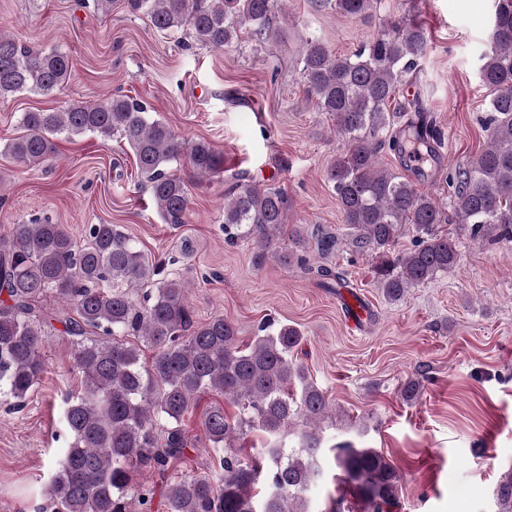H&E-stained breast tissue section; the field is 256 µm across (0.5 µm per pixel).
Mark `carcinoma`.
<instances>
[{
    "label": "carcinoma",
    "instance_id": "obj_1",
    "mask_svg": "<svg viewBox=\"0 0 512 512\" xmlns=\"http://www.w3.org/2000/svg\"><path fill=\"white\" fill-rule=\"evenodd\" d=\"M118 1L155 30L186 31L211 49L230 46L245 33L269 39L278 6V0H94V8L107 13ZM376 2L326 0L337 13L360 19L371 15ZM427 48V30L406 17L391 20L352 54L307 38L301 77L317 110L346 141L327 173L346 237L287 227L288 195L256 184L224 193L225 236L252 240L255 263L274 258L316 273L329 288L342 284L341 274L310 265L308 238L321 257L343 245L371 254L378 287L392 302L457 265V241L437 225L512 241V0H499L491 45L478 67L490 96L489 141L473 159L448 169L446 211L433 195L378 166L384 149L401 158L438 140L433 126L389 111L402 78L416 71ZM69 76L66 53L23 45L0 32V100L24 91L50 94ZM19 126L22 135L6 152L32 167L55 155L61 134L124 141L167 224L186 223L189 212L187 184L169 170L172 163L187 159L199 181L224 176V154L211 143L180 139L128 96L74 102L58 112H23ZM407 226L414 233L412 248L400 252L396 246ZM187 293L186 281L165 275L163 264L138 249L118 224L90 225L82 245L65 225L47 220L12 224L0 236V397L20 409L41 378L48 317L42 302L49 295L62 305L57 320L81 373L80 391L64 411L68 448L50 483L53 512H132L134 502L140 512H152L155 487L137 476L164 472L181 459L187 441L180 422L203 394L224 398L239 414L233 420L221 406L206 412L203 445L219 456L220 469L168 485V512H308L305 494L321 476L316 425L334 404L292 360L302 333L288 324L263 325L241 345L237 328L222 315L193 325ZM143 346L154 350L147 367L140 363ZM422 390V380L411 377L401 398L414 403ZM251 429L272 437L286 433L296 444L276 441L264 458L248 459L236 441ZM336 466L341 487L363 512L397 503L400 475L381 451L346 444L337 449ZM260 482L266 493L259 498L254 490ZM494 497L496 512H512V468Z\"/></svg>",
    "mask_w": 512,
    "mask_h": 512
}]
</instances>
